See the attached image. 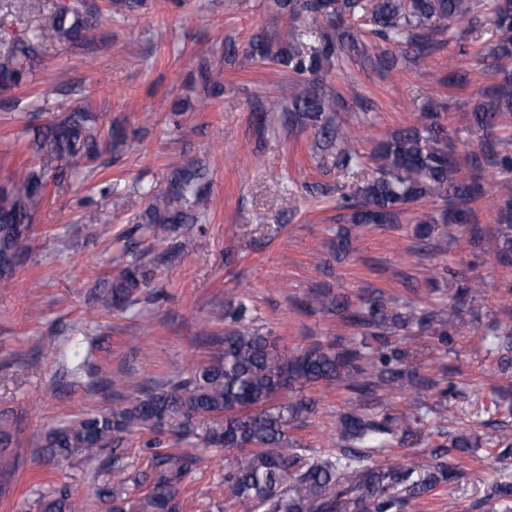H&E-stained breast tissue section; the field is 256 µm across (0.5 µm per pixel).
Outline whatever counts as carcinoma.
I'll list each match as a JSON object with an SVG mask.
<instances>
[{
    "label": "carcinoma",
    "mask_w": 512,
    "mask_h": 512,
    "mask_svg": "<svg viewBox=\"0 0 512 512\" xmlns=\"http://www.w3.org/2000/svg\"><path fill=\"white\" fill-rule=\"evenodd\" d=\"M289 24L275 37H249L245 55L257 62L282 66L292 74L314 78L337 67L360 63L383 73L401 70L443 45L438 35L455 24H469L466 35L480 43L478 61L491 74L468 112L469 127L479 135L476 149L461 156L451 131L439 112H426L423 121L375 141L368 156L369 177L336 201L339 219L357 227L400 224L413 207L429 203L433 212L415 217L417 252L438 250L448 241L469 233L476 244L484 239L476 204L485 198L493 175L512 173V132L505 130L512 117V0H276ZM495 29L492 43L475 36L484 14ZM93 7L73 0L54 9L39 40L66 38L86 41ZM378 40L406 50L397 55L370 51L362 27ZM319 35V45L307 47L308 37ZM34 53L16 44L0 65V87L20 83L19 56ZM203 88L200 106H207L222 91L210 72L200 68ZM270 109L281 113L291 129L311 127L316 145L336 150V167L350 170L362 155L354 148L350 129L335 121L333 97L295 82L282 84L265 96ZM38 159L24 176L0 186V282L8 283L15 268L30 251L32 225L43 201L47 175L69 159H93L101 140L87 112L75 110L37 131ZM170 181L163 189L143 192L148 205L139 216L142 232L160 244L177 236L198 218L184 209L189 198L199 203L206 196L202 168L171 163ZM504 194L496 208L490 235L497 266L512 273V186L503 181ZM158 253L145 260L130 253L126 265L102 296L103 305L122 311L135 305L151 281ZM469 267H444L455 286L453 298H475L483 282L467 274ZM448 300L431 290L430 301L388 298L364 290L351 296L330 288L310 292L301 307L310 315H334L353 328V335L317 342L290 351L275 343L270 331L248 321V308L231 299L224 305L223 351L196 366L190 375L169 386L147 385L124 396L122 405L105 412H90L49 432L41 443L24 450L13 446L8 419H0V477L17 469L22 452L56 462L96 463L112 451V483L96 491L107 512H183L191 474L201 457L189 451L161 447L158 436L174 433L178 440L196 438L205 448L231 453L225 458L224 491L250 512H405L422 498L461 473L450 460L478 447L472 429L450 434L448 442L431 448L424 459L405 464L379 461L394 446L422 441L421 429L439 414L448 398L465 396L464 385L447 380V365L435 375H421L412 365L402 336L425 335L435 348L448 353L453 337L466 321L448 316ZM488 349L506 352L504 367L512 365V318L487 324ZM321 383L355 395L348 410L336 414L334 449L321 454L298 452L290 430L315 413L317 402L301 394L303 387ZM434 391L433 405L416 406L400 415L384 408L370 411L367 402L377 390L404 386ZM137 432L154 438L145 442L147 465L131 471L125 462L124 439ZM498 460L512 458V429L496 434ZM512 475L489 481L481 504L493 510L509 509ZM86 503L59 484L38 499V512H85Z\"/></svg>",
    "instance_id": "carcinoma-1"
}]
</instances>
